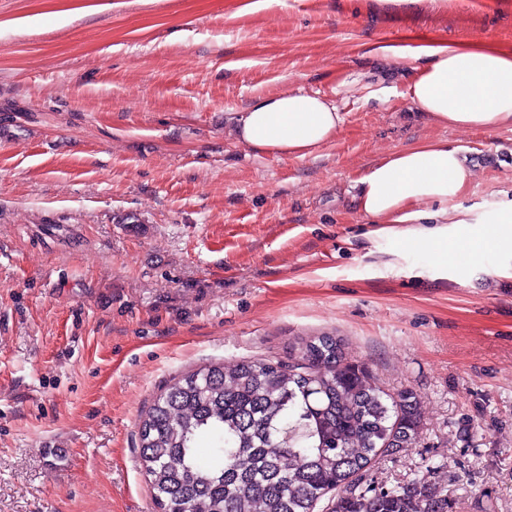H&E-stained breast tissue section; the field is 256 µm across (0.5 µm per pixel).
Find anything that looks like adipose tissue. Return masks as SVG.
<instances>
[{
    "label": "adipose tissue",
    "mask_w": 512,
    "mask_h": 512,
    "mask_svg": "<svg viewBox=\"0 0 512 512\" xmlns=\"http://www.w3.org/2000/svg\"><path fill=\"white\" fill-rule=\"evenodd\" d=\"M377 54L410 71L411 102L444 128L512 129V44L494 40H428L377 46ZM384 78L342 79L334 94L304 89L255 96L232 113L227 133L258 155L304 158L332 142L344 122L343 101L386 94ZM476 176L465 150L425 140L374 163L358 182L357 207L378 234L418 244L437 264H473L485 255H512V203L477 228L454 208Z\"/></svg>",
    "instance_id": "1"
}]
</instances>
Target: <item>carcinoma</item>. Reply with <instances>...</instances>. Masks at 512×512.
I'll return each mask as SVG.
<instances>
[{
	"mask_svg": "<svg viewBox=\"0 0 512 512\" xmlns=\"http://www.w3.org/2000/svg\"><path fill=\"white\" fill-rule=\"evenodd\" d=\"M418 424L416 393L387 394L323 335L287 365L183 373L140 415L138 435L159 512H314L332 491L331 512H448V495L426 478L361 486L379 453L416 442Z\"/></svg>",
	"mask_w": 512,
	"mask_h": 512,
	"instance_id": "carcinoma-1",
	"label": "carcinoma"
}]
</instances>
